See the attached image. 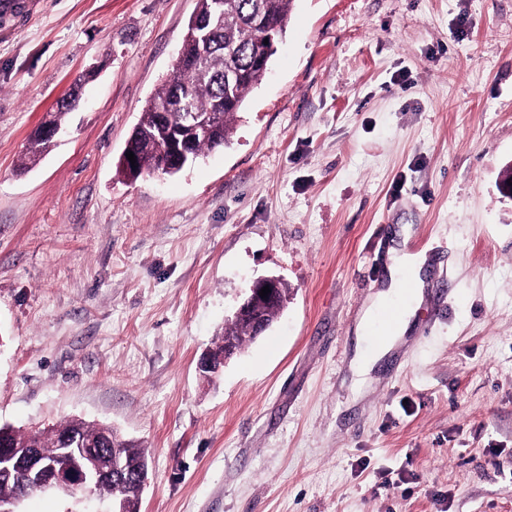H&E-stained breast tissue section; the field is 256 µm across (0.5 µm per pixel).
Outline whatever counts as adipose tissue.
Returning <instances> with one entry per match:
<instances>
[{"label": "adipose tissue", "instance_id": "ef3b65f1", "mask_svg": "<svg viewBox=\"0 0 512 512\" xmlns=\"http://www.w3.org/2000/svg\"><path fill=\"white\" fill-rule=\"evenodd\" d=\"M425 267L424 255L412 254L401 248L394 250L388 267V278L363 317L359 325L360 330H367L372 325L378 310L394 301L399 294L402 280L406 277L411 278L413 282L411 300L378 346L370 352H362L357 355L352 364V370L358 379H365L373 366L386 356L398 340L408 332L411 319L424 299Z\"/></svg>", "mask_w": 512, "mask_h": 512}]
</instances>
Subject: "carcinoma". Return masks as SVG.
Masks as SVG:
<instances>
[{
	"label": "carcinoma",
	"mask_w": 512,
	"mask_h": 512,
	"mask_svg": "<svg viewBox=\"0 0 512 512\" xmlns=\"http://www.w3.org/2000/svg\"><path fill=\"white\" fill-rule=\"evenodd\" d=\"M293 0H198V8L183 36L181 55L176 59L172 77L168 78L147 102L137 127L124 152L135 155L136 167L120 157L117 170L124 177L137 179L163 172L161 154L165 145L164 132L179 130L185 124L186 112L172 109L180 100L187 112H221V119L204 136L195 140V159L207 152L223 147L237 114L248 95L262 82L267 70L256 66V58L264 52L261 28L257 23L284 32L291 13ZM49 144L40 131L30 137L26 153L19 166L27 167L48 151ZM107 426L87 423L81 419H68L43 430L20 431L10 425L0 426V440L13 441L20 447L31 443L41 448L47 461L64 466L74 465L80 454L77 448L57 447V435L76 431L93 439ZM115 452L130 465L148 464L142 448L132 441L116 437ZM37 492L25 477L16 475L0 480L1 498H25ZM97 493L122 498L132 507L139 501V487L132 481H109Z\"/></svg>",
	"instance_id": "cac0c4a2"
}]
</instances>
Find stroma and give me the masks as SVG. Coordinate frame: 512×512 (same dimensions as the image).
I'll list each match as a JSON object with an SVG mask.
<instances>
[{
  "instance_id": "stroma-1",
  "label": "stroma",
  "mask_w": 512,
  "mask_h": 512,
  "mask_svg": "<svg viewBox=\"0 0 512 512\" xmlns=\"http://www.w3.org/2000/svg\"><path fill=\"white\" fill-rule=\"evenodd\" d=\"M16 2L0 424L112 426L146 452L141 512H512V0H294L228 145L135 180L117 161L196 0ZM401 241L427 257L424 300L356 393L357 326ZM262 275L288 286L278 320L204 379ZM110 505L45 492L20 512ZM41 129L43 132V137L49 138L52 141H54V138L60 133L59 128H56L48 123L44 124ZM43 137L41 136L39 129L33 133L29 139L26 153L20 158V167L26 168L27 165L34 162L37 157L42 156L45 152L48 151L50 145L48 144V141ZM238 351L236 343L226 338L221 347H215L202 354L198 361V370L208 380H212L223 369L224 363ZM204 374V375H203Z\"/></svg>"
}]
</instances>
